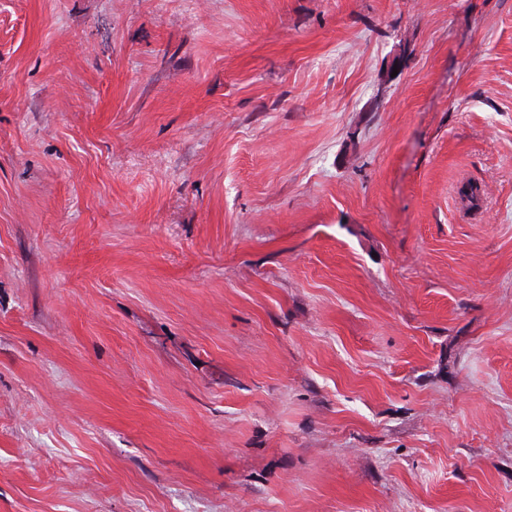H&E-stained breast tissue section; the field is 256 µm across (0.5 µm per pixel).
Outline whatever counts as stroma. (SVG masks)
Segmentation results:
<instances>
[{"instance_id":"stroma-1","label":"stroma","mask_w":512,"mask_h":512,"mask_svg":"<svg viewBox=\"0 0 512 512\" xmlns=\"http://www.w3.org/2000/svg\"><path fill=\"white\" fill-rule=\"evenodd\" d=\"M0 512H512V0H0Z\"/></svg>"}]
</instances>
